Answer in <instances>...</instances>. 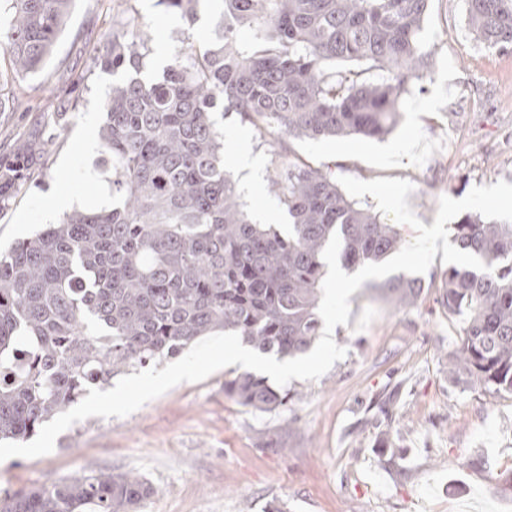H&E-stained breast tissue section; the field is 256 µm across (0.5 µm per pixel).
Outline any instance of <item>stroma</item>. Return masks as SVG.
<instances>
[{"label": "stroma", "mask_w": 512, "mask_h": 512, "mask_svg": "<svg viewBox=\"0 0 512 512\" xmlns=\"http://www.w3.org/2000/svg\"><path fill=\"white\" fill-rule=\"evenodd\" d=\"M222 0H210L195 24L157 0H77L42 71L0 88V156L20 139L49 144L27 170L17 195L0 206V247L61 218L55 197L88 207L109 183L97 137L113 76L96 50L113 28L146 23L147 66L161 73L180 55L186 36L214 40ZM433 47L422 80L409 84L403 116L379 138L319 140L259 135L234 113L216 110L224 165L245 211L286 224L271 190L275 153L335 176L368 181L405 179L407 201L433 225L440 197L474 187L512 184V52L471 34L465 0H432L419 34ZM245 152L260 164L245 177ZM448 266L434 260L422 274L415 306L398 312L370 279L349 298L346 325L333 339L347 355L315 381L286 384L288 403L262 412L230 400L222 368L204 381L179 384L122 418L90 417L63 431L51 453L0 462V495L49 486L91 471L130 472L156 492L140 512H512V394H489L452 378L448 356L460 325L439 302Z\"/></svg>", "instance_id": "stroma-1"}]
</instances>
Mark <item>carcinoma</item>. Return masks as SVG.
Returning <instances> with one entry per match:
<instances>
[{"mask_svg":"<svg viewBox=\"0 0 512 512\" xmlns=\"http://www.w3.org/2000/svg\"><path fill=\"white\" fill-rule=\"evenodd\" d=\"M202 0H158L195 23ZM431 0H224L213 43L186 41L158 79L142 77L149 36L114 30L101 68L124 77L104 100L99 129L112 206L76 209L0 252V441L28 439L88 389L173 356L211 332L236 333L261 354L293 357L320 329L323 251L353 271L397 252L393 225L343 194L328 171L279 162L271 179L288 231L253 224L224 169L223 108L264 135L379 137L397 123L409 81L432 50L419 39ZM75 0H0V46L15 76L36 74ZM476 38L512 50V0H465ZM247 28L254 43L241 45ZM387 72L380 81L330 76L336 61ZM32 139L0 169V201L40 153ZM453 241L488 271L448 267L441 303L461 322L448 374L512 393V224L466 213ZM398 311L419 280L382 285ZM224 394L270 411L288 393L244 372ZM155 487L129 473L91 472L0 499V512H139Z\"/></svg>","mask_w":512,"mask_h":512,"instance_id":"carcinoma-1","label":"carcinoma"}]
</instances>
